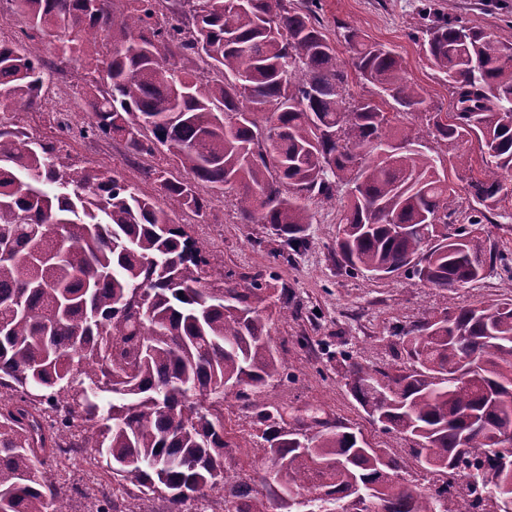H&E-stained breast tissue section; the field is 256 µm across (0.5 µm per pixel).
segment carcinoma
Here are the masks:
<instances>
[{
    "mask_svg": "<svg viewBox=\"0 0 512 512\" xmlns=\"http://www.w3.org/2000/svg\"><path fill=\"white\" fill-rule=\"evenodd\" d=\"M10 0L28 28L0 40V512H71L78 487L47 477L66 448H87L124 489L187 512L217 492L224 512H290L310 488L323 512H461L448 486L400 477L405 461L317 417L293 426L261 404L282 376L271 345L272 270L244 283L204 257L178 211L201 217L207 194L233 198L245 224H268L298 252L310 201L348 204L338 224L350 275H401L464 288L501 255L470 244L474 227L512 197V31L486 33L439 11L422 28L433 70L456 111L428 112L394 50L344 35L354 67L381 100L352 102L347 74L317 11L290 0ZM63 36L64 58L85 63L84 138L119 139L135 157L167 154L188 177L148 165L139 185L62 160L11 107L42 106L52 67L39 39ZM192 61L195 68L179 66ZM422 113L444 141L478 142L469 223L448 233L456 190L442 160L422 149ZM393 336L397 366L347 356L345 386L380 428L413 439L412 459L434 476L474 479L472 512H503L512 475L488 431L512 430V298L430 316ZM256 410L263 459L286 469L268 488L226 468L245 449L224 426L230 400Z\"/></svg>",
    "mask_w": 512,
    "mask_h": 512,
    "instance_id": "carcinoma-1",
    "label": "carcinoma"
}]
</instances>
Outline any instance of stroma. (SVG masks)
I'll use <instances>...</instances> for the list:
<instances>
[{"mask_svg":"<svg viewBox=\"0 0 512 512\" xmlns=\"http://www.w3.org/2000/svg\"><path fill=\"white\" fill-rule=\"evenodd\" d=\"M443 7L449 16L494 34L506 33L512 23V0H444ZM419 9L420 0H320V21L336 43L341 65L349 70V86L355 97L372 99L376 92L350 69L351 54L344 40L349 29L403 58L408 76L422 88L430 111H454L450 88L422 51ZM56 45L52 37L42 43L48 64L64 70L54 87L69 96L76 107H84V71L78 63L60 61ZM17 119L35 139L61 144L67 162L114 172L139 183L145 194L158 196L156 185L141 178L142 159L131 156L122 142L63 132L57 114L43 109L19 112ZM342 206L339 199L313 200L315 218L306 231L305 248L286 252L277 260L269 255L271 249L280 246L270 226L242 223L231 200L222 195L213 197L205 217L189 213L177 215L176 220L185 225L203 252L223 257L225 271L242 277L272 267L278 274L274 295L287 302L288 315L273 320L271 336L287 375L267 388L266 403L287 406L292 416L316 408L329 422L361 430L372 445L404 458L406 478L423 484L427 481L425 472L407 456L411 440L382 433L350 395L340 378L343 358L351 353L380 365L391 363L393 327H407L430 313L486 303L511 293L512 198L503 200L497 213L477 232L480 243L495 245L507 259V266L497 267L470 287L448 290L421 284L411 287L396 276L348 275L336 261ZM224 423L233 440L249 451L248 456L231 460V468L251 474L250 463L261 458L263 446L254 409L233 403L224 412Z\"/></svg>","mask_w":512,"mask_h":512,"instance_id":"stroma-1","label":"stroma"}]
</instances>
